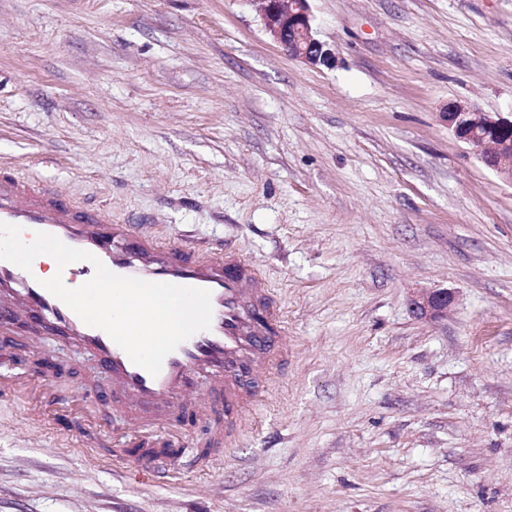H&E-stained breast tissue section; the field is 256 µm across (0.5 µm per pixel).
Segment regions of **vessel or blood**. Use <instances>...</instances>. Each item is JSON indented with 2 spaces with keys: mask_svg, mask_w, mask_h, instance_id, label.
<instances>
[{
  "mask_svg": "<svg viewBox=\"0 0 512 512\" xmlns=\"http://www.w3.org/2000/svg\"><path fill=\"white\" fill-rule=\"evenodd\" d=\"M0 222L21 227L24 242L47 233L88 252V259L63 269L70 288L88 282L98 260L120 276L210 291V328L182 342L153 376L51 294L37 273L0 260V401L23 405L21 425L51 426L71 410L59 402L54 377L27 362L53 339L76 346L108 374L112 389L100 403L124 427L122 436L111 437L97 412L79 406L71 410L78 424L64 433L63 446L90 448L96 438H111L114 466L150 481L208 468L206 449L227 448L246 414H258L271 374L288 357V321L259 267L239 250L165 239L151 226L86 208L47 183L1 172ZM197 416L205 420V450L193 455L178 442L186 418Z\"/></svg>",
  "mask_w": 512,
  "mask_h": 512,
  "instance_id": "vessel-or-blood-1",
  "label": "vessel or blood"
}]
</instances>
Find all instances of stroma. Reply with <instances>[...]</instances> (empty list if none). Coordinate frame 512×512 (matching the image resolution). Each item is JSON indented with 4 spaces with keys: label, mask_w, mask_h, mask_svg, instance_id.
Instances as JSON below:
<instances>
[{
    "label": "stroma",
    "mask_w": 512,
    "mask_h": 512,
    "mask_svg": "<svg viewBox=\"0 0 512 512\" xmlns=\"http://www.w3.org/2000/svg\"><path fill=\"white\" fill-rule=\"evenodd\" d=\"M309 5L332 66L245 0H0V161L242 250L290 326L263 413L176 483L0 402V512H512V179L444 116L512 114V0ZM46 352L67 398L107 390Z\"/></svg>",
    "instance_id": "1"
}]
</instances>
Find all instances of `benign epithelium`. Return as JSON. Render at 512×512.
Here are the masks:
<instances>
[{"label": "benign epithelium", "mask_w": 512, "mask_h": 512, "mask_svg": "<svg viewBox=\"0 0 512 512\" xmlns=\"http://www.w3.org/2000/svg\"><path fill=\"white\" fill-rule=\"evenodd\" d=\"M259 12L265 29L288 56L310 65L329 66L333 52L314 35L309 0H248ZM448 129L470 146L481 161L498 173L512 169V118L482 112L466 101L451 100L446 109ZM451 295L435 292L420 305L439 314Z\"/></svg>", "instance_id": "benign-epithelium-1"}]
</instances>
